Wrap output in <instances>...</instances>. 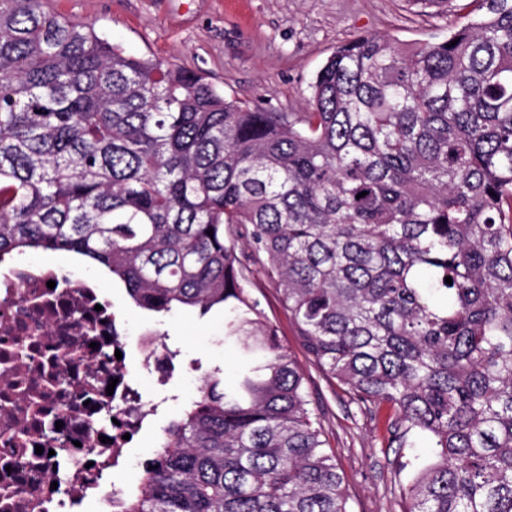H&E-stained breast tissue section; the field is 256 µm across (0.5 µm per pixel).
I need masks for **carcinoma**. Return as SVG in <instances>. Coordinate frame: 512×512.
<instances>
[{
  "label": "carcinoma",
  "mask_w": 512,
  "mask_h": 512,
  "mask_svg": "<svg viewBox=\"0 0 512 512\" xmlns=\"http://www.w3.org/2000/svg\"><path fill=\"white\" fill-rule=\"evenodd\" d=\"M474 2L442 40L337 47L312 111L263 112L0 0V260L77 254L142 310L224 309L260 356L202 375L119 512H352L256 272L328 377L394 409L390 444L428 440L407 512H512V0Z\"/></svg>",
  "instance_id": "cac0c4a2"
}]
</instances>
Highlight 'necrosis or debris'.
<instances>
[{"instance_id":"necrosis-or-debris-1","label":"necrosis or debris","mask_w":512,"mask_h":512,"mask_svg":"<svg viewBox=\"0 0 512 512\" xmlns=\"http://www.w3.org/2000/svg\"><path fill=\"white\" fill-rule=\"evenodd\" d=\"M133 344L165 385L175 363L156 334L131 340L95 282L26 262L0 272V512H76L90 498L112 512L116 476L159 408L115 357Z\"/></svg>"}]
</instances>
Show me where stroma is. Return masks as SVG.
Returning a JSON list of instances; mask_svg holds the SVG:
<instances>
[{
    "instance_id": "1",
    "label": "stroma",
    "mask_w": 512,
    "mask_h": 512,
    "mask_svg": "<svg viewBox=\"0 0 512 512\" xmlns=\"http://www.w3.org/2000/svg\"><path fill=\"white\" fill-rule=\"evenodd\" d=\"M468 0L428 8L418 0H48L46 7L92 25L129 54L174 64L202 75L226 98L267 112H306L310 84L336 48L365 34L403 44L445 36ZM280 343L303 369L314 411L345 476L354 512H403V494L428 456V443L411 435L405 447L387 445L386 415L355 403L338 381L326 378L301 346L294 325L263 278L251 283ZM132 336L153 331L181 351L182 366L133 453L148 458L162 429L195 397L202 371L216 362L241 364L238 344L224 339V315L176 310L154 315L136 308L124 286H105Z\"/></svg>"
}]
</instances>
